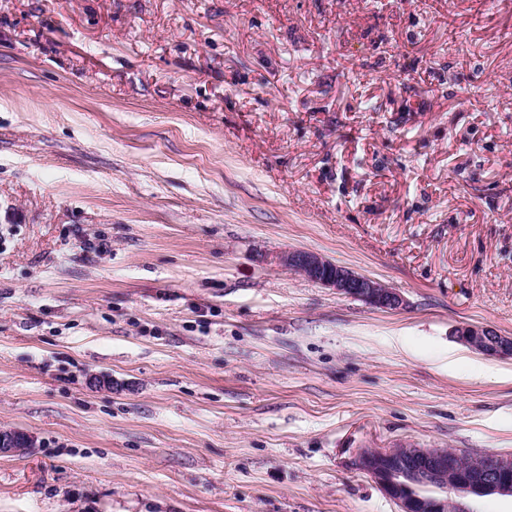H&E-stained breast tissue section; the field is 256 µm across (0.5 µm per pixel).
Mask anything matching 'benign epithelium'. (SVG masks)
<instances>
[{
  "label": "benign epithelium",
  "mask_w": 512,
  "mask_h": 512,
  "mask_svg": "<svg viewBox=\"0 0 512 512\" xmlns=\"http://www.w3.org/2000/svg\"><path fill=\"white\" fill-rule=\"evenodd\" d=\"M279 264L375 308L396 311L405 305L404 297L396 290L313 251L285 252L279 256ZM455 335L487 356L512 358V336L495 329L462 324L456 327ZM33 447L28 434L0 429V455H18ZM355 464L397 504L398 512H475L466 500L469 495L512 496L511 454H492L473 465L446 448L365 446L358 449Z\"/></svg>",
  "instance_id": "7a95c632"
}]
</instances>
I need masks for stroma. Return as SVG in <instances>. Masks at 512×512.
Listing matches in <instances>:
<instances>
[{"mask_svg":"<svg viewBox=\"0 0 512 512\" xmlns=\"http://www.w3.org/2000/svg\"><path fill=\"white\" fill-rule=\"evenodd\" d=\"M462 323L512 336V4L0 0V512H397L358 448L512 455ZM278 259L282 267L375 308L396 311L405 305L404 297L393 288L336 265L313 251L292 250ZM31 448H34V441L25 432L0 429V455H19Z\"/></svg>","mask_w":512,"mask_h":512,"instance_id":"obj_1","label":"stroma"}]
</instances>
